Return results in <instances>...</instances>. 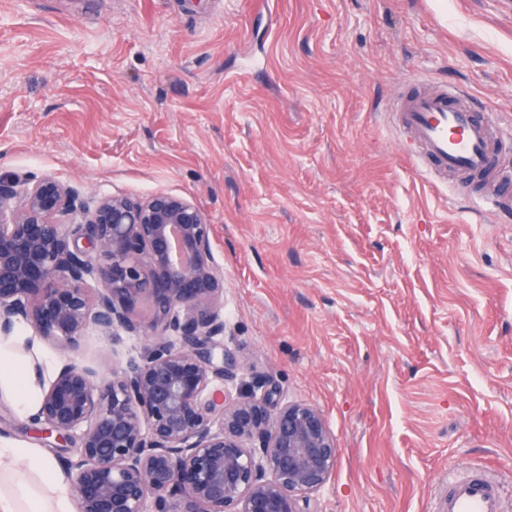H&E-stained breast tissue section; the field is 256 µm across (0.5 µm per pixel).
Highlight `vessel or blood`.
<instances>
[{
	"mask_svg": "<svg viewBox=\"0 0 512 512\" xmlns=\"http://www.w3.org/2000/svg\"><path fill=\"white\" fill-rule=\"evenodd\" d=\"M392 114L412 163L433 175L486 174L495 167L493 122L478 114L464 90L404 88ZM439 512H506L502 486L475 469L448 485Z\"/></svg>",
	"mask_w": 512,
	"mask_h": 512,
	"instance_id": "vessel-or-blood-1",
	"label": "vessel or blood"
}]
</instances>
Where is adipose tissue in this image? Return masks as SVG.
Masks as SVG:
<instances>
[{"label":"adipose tissue","instance_id":"adipose-tissue-1","mask_svg":"<svg viewBox=\"0 0 512 512\" xmlns=\"http://www.w3.org/2000/svg\"><path fill=\"white\" fill-rule=\"evenodd\" d=\"M0 391L20 412L35 415L39 400L34 365L0 337ZM0 512H71V487L54 462L38 448L0 441Z\"/></svg>","mask_w":512,"mask_h":512}]
</instances>
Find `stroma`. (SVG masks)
<instances>
[{"label": "stroma", "mask_w": 512, "mask_h": 512, "mask_svg": "<svg viewBox=\"0 0 512 512\" xmlns=\"http://www.w3.org/2000/svg\"><path fill=\"white\" fill-rule=\"evenodd\" d=\"M0 0V174L165 192L211 224L220 341L320 409L319 512H437L490 466L512 510V213L439 186L388 113L402 83L497 116L512 190V0ZM145 337L88 330L103 373ZM0 392V438L45 447Z\"/></svg>", "instance_id": "obj_1"}]
</instances>
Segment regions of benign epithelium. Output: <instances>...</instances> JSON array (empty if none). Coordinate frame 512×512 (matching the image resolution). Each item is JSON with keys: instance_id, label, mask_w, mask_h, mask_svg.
I'll use <instances>...</instances> for the list:
<instances>
[{"instance_id": "7a95c632", "label": "benign epithelium", "mask_w": 512, "mask_h": 512, "mask_svg": "<svg viewBox=\"0 0 512 512\" xmlns=\"http://www.w3.org/2000/svg\"><path fill=\"white\" fill-rule=\"evenodd\" d=\"M210 234L182 196L88 198L0 175V336L24 324L60 350L37 421L76 449L63 471L77 512H317L337 462L324 414L275 405L261 383L236 398L214 385L238 362L215 340L224 275ZM143 296L154 312L140 361L105 378L71 356L90 328L139 335Z\"/></svg>"}]
</instances>
